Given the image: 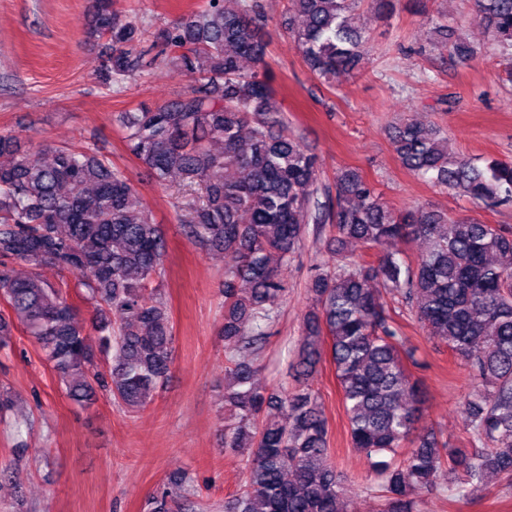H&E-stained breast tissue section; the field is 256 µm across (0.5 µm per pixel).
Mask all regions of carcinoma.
I'll return each mask as SVG.
<instances>
[{
    "mask_svg": "<svg viewBox=\"0 0 512 512\" xmlns=\"http://www.w3.org/2000/svg\"><path fill=\"white\" fill-rule=\"evenodd\" d=\"M363 0H288V26L310 72L330 84L359 65L365 38L353 16ZM499 54L512 58V0H477ZM261 0H205L152 40L98 0L87 36L106 39L102 70L115 93L159 47L194 84L174 98L124 112L128 151L163 186L180 178L192 191L182 225L193 243L224 255V448L248 449L243 483L224 512H345V477L329 462L328 424L308 386L263 392L245 361L269 336L286 286L270 263L286 262L306 225L333 224L334 254L347 246L377 252L310 280L296 376H307L330 341L352 448L380 478L383 512H414L418 494L460 474L468 496L488 474L512 477V230L434 210L396 211L357 170L336 174V201L316 198V159L300 138L277 130L280 103L265 58ZM150 42L148 48L142 44ZM247 60L256 69L247 71ZM219 141L222 148L212 149ZM392 144L402 165L496 205L512 201V164L482 169L448 152L439 130L410 119ZM25 151L0 134V299L35 339L67 396L86 406L97 390L130 412L146 407L167 379L173 326L160 282L167 252L160 225L139 207L126 172L90 148ZM426 244L412 265L387 250ZM29 267L18 277L14 265ZM51 264L78 276L77 315L66 282L50 284ZM401 297L417 321L464 360L473 389L462 403L470 447L450 448L417 427L420 390L405 366L402 336L385 294Z\"/></svg>",
    "mask_w": 512,
    "mask_h": 512,
    "instance_id": "1",
    "label": "carcinoma"
}]
</instances>
